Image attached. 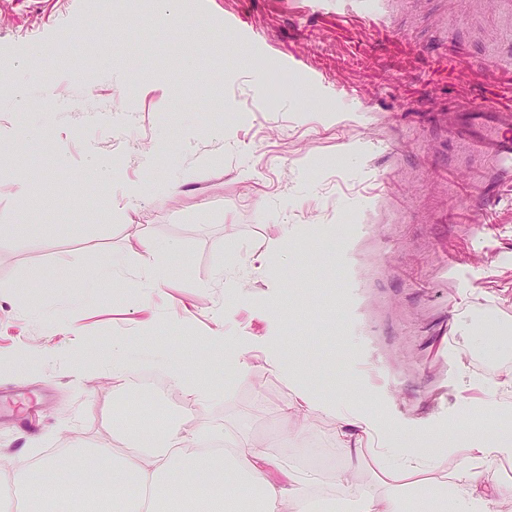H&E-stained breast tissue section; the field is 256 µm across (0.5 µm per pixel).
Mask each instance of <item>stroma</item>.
Listing matches in <instances>:
<instances>
[{
	"label": "stroma",
	"instance_id": "35a3bbf8",
	"mask_svg": "<svg viewBox=\"0 0 512 512\" xmlns=\"http://www.w3.org/2000/svg\"><path fill=\"white\" fill-rule=\"evenodd\" d=\"M492 0H0V485L17 457L56 461L104 444L101 418L169 350L218 334L276 338L314 391L374 417L360 464L377 481L391 433L436 440L481 412L512 430V395L475 367L470 330L512 337V172L453 138L466 113L512 101V69L485 61ZM29 32L35 44L20 39ZM72 39L69 56L36 48ZM96 65L73 73L81 53ZM106 115L111 128L94 129ZM170 246L145 282L146 243ZM121 260L112 282L87 269ZM123 343L74 374L70 362ZM40 352L37 365L19 361ZM254 370L202 398L170 388L185 433L240 432L288 467L331 453L334 415L283 429L290 389Z\"/></svg>",
	"mask_w": 512,
	"mask_h": 512
}]
</instances>
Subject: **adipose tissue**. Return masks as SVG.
<instances>
[{"label": "adipose tissue", "mask_w": 512, "mask_h": 512, "mask_svg": "<svg viewBox=\"0 0 512 512\" xmlns=\"http://www.w3.org/2000/svg\"><path fill=\"white\" fill-rule=\"evenodd\" d=\"M266 363L281 369L291 395L278 416L292 425L313 415H336V446L347 459L337 470L332 488L356 498L358 512H430L434 499L447 488L442 463L445 449L421 447L406 434L394 433L381 449L384 488H366L359 463L370 446V424L360 414L337 407L335 401L318 397L305 374L284 366L277 345H263ZM455 438L465 441L469 457L456 471L465 490L453 495L454 512H500L512 502V484H487L482 474L497 462L512 459V432L472 416L450 426ZM153 436L141 447L117 450L99 447L74 457L76 481L62 484L54 463L20 462L24 478L33 479L34 490L24 497L25 512H312L313 476L286 467L266 444L245 434L231 436L228 453H213L214 434L192 435L159 422ZM417 491L413 504L401 493Z\"/></svg>", "instance_id": "adipose-tissue-1"}]
</instances>
